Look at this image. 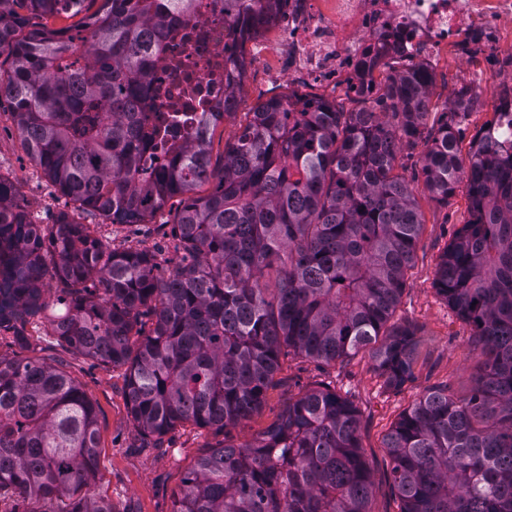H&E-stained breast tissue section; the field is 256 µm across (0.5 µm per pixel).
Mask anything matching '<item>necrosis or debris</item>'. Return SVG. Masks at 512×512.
I'll use <instances>...</instances> for the list:
<instances>
[{"label":"necrosis or debris","mask_w":512,"mask_h":512,"mask_svg":"<svg viewBox=\"0 0 512 512\" xmlns=\"http://www.w3.org/2000/svg\"><path fill=\"white\" fill-rule=\"evenodd\" d=\"M232 14L217 0H195L163 42L166 61L148 70L143 109L161 117L169 138L198 129L193 111L224 109V57L233 49ZM512 0H288L277 19L281 42L300 58L308 82L367 92L364 57L397 53L433 64L443 54L479 53L484 72L473 88L494 87L498 49L512 31Z\"/></svg>","instance_id":"1"}]
</instances>
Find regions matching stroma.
<instances>
[{"label": "stroma", "instance_id": "obj_1", "mask_svg": "<svg viewBox=\"0 0 512 512\" xmlns=\"http://www.w3.org/2000/svg\"><path fill=\"white\" fill-rule=\"evenodd\" d=\"M277 39L278 30L273 27L265 30L262 42ZM262 42L250 41L245 45L248 66L239 88V111L213 132L209 149L214 166H222L225 145L233 142L247 112L259 102L295 91L346 103L352 100L351 93L336 90L335 86L304 83L290 61L287 46L280 45L276 52L265 54L261 51ZM482 69L479 57H461L453 52L436 62L432 68L434 83L427 128L439 127L455 90L478 80ZM425 151L426 143L421 140L398 156L400 172L414 186L423 217L414 262L393 316L394 322L413 326L417 331L412 376L399 387L390 388L375 372L368 353L331 364L291 353L282 357L281 368L262 407L230 430L235 442L249 441L279 418L289 399L322 385L336 389L359 412L360 446L373 483L370 512H400V501L389 478L390 458L384 446L392 426L427 389L445 387L458 397L471 389L477 374L475 362L465 357L472 329L434 286L441 256L470 218L467 190L465 185H458L450 205L445 207L432 200L421 174ZM0 176L15 184L22 205L36 223H54L60 213L75 208L28 157L11 108L5 102L0 104ZM179 207L178 199H171L161 218L142 224H113L98 214L82 215L81 220L113 248L161 249V270L166 273L181 261L170 228ZM26 334L29 342L23 346L15 343L11 334H1L0 356L40 360L62 368L80 383L96 405L99 465L92 483L93 494L112 502L116 512H171L173 495L187 468L206 447L220 441V434L187 423L162 439L143 438L128 412L123 369L64 351L46 336L43 321L27 325Z\"/></svg>", "mask_w": 512, "mask_h": 512}]
</instances>
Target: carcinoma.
Returning a JSON list of instances; mask_svg holds the SVG:
<instances>
[{
	"label": "carcinoma",
	"instance_id": "obj_1",
	"mask_svg": "<svg viewBox=\"0 0 512 512\" xmlns=\"http://www.w3.org/2000/svg\"><path fill=\"white\" fill-rule=\"evenodd\" d=\"M88 0H0V100L27 155L81 211L142 224L186 196L172 227L181 262L111 249L76 216L36 224L0 177V331L26 345L28 318L58 345L124 369L129 414L144 435L186 423L227 430L262 406L284 349L334 363L362 351L389 386L413 371L416 331L392 322L423 225L415 189L396 173L401 146L426 138V190L446 206L467 186L471 219L439 262L437 293L473 329L470 392L428 389L385 438L400 512H512V140L486 124L460 162V120L478 96L462 88L451 117L425 134L433 75L405 56L380 110L318 100L292 118L284 97L247 113L224 166L208 145L219 120L146 168L150 113L138 110L162 35L194 0H101L76 34L31 16H76ZM239 0L234 37L260 23ZM239 102L246 67L224 59ZM384 115H378V112ZM213 182L204 196L195 189ZM59 282L44 299L48 271ZM151 318L145 329L143 317ZM356 409L336 391L288 400L251 441L210 447L186 472L172 512H370V467ZM99 463L96 409L76 379L38 360L0 357V493L9 512H116L91 493Z\"/></svg>",
	"mask_w": 512,
	"mask_h": 512
}]
</instances>
